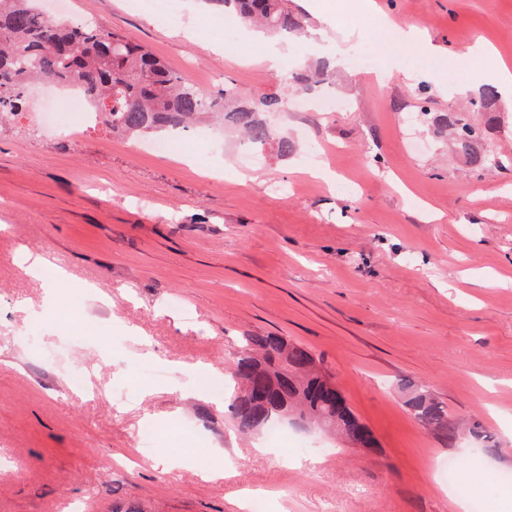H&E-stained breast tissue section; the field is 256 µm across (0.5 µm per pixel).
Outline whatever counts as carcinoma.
<instances>
[{
	"label": "carcinoma",
	"instance_id": "1",
	"mask_svg": "<svg viewBox=\"0 0 512 512\" xmlns=\"http://www.w3.org/2000/svg\"><path fill=\"white\" fill-rule=\"evenodd\" d=\"M269 34L301 29L285 0H207ZM31 80L76 90L114 135L143 139L193 127L200 116L217 114L221 125L240 130L254 147L288 156L293 145L272 124L284 111L275 94L243 97L232 84L215 95L173 72L146 47L106 27L61 22L43 14L35 0H0V122L29 111ZM439 121L469 153L476 131L453 112ZM233 380L243 392L231 403L238 430L249 434L290 412L340 430L362 448L373 449L370 428L347 405L333 377L322 373L305 345L276 334L242 337ZM407 405L422 428L450 436L457 432L448 408L413 390Z\"/></svg>",
	"mask_w": 512,
	"mask_h": 512
}]
</instances>
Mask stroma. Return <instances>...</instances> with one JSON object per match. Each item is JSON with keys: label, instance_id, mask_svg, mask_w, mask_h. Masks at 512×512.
Returning <instances> with one entry per match:
<instances>
[{"label": "stroma", "instance_id": "obj_1", "mask_svg": "<svg viewBox=\"0 0 512 512\" xmlns=\"http://www.w3.org/2000/svg\"><path fill=\"white\" fill-rule=\"evenodd\" d=\"M179 2L180 15L157 19L137 0H69L72 18L141 42L206 92L230 83L292 99L291 73L323 58L307 34L324 27L377 68L347 64L321 85L344 108L288 113L295 151L265 152L245 184L232 139L211 157L193 141L155 155L101 126L51 138L32 120L0 124V456L11 461L0 512H66L70 500L85 512H241L254 495L269 512H455L454 493L429 477L437 458L461 461L485 512H512V93L473 109L496 68L512 70V0H323L330 26L288 0L306 33L281 44L276 72L243 25L211 37L222 7ZM378 14L416 27L421 47L385 51ZM465 42L489 45L491 60L473 65ZM449 111L478 127L473 156L436 125ZM314 141L329 149L334 183L304 165ZM487 153L503 166H476ZM22 246L70 274L35 344L24 331L41 287L14 264ZM85 281L96 296L69 311ZM251 333L310 348L378 450L314 424L286 425L277 442L241 434L227 405ZM73 370L91 394L71 390ZM209 378L224 381V409ZM411 388L447 406L458 434L422 428L405 404ZM475 420L494 449L477 450ZM185 424L197 439L179 436ZM146 429L154 448L141 443ZM158 447L177 468L156 465ZM218 456L223 478L202 479ZM488 468L495 479H483Z\"/></svg>", "mask_w": 512, "mask_h": 512}]
</instances>
